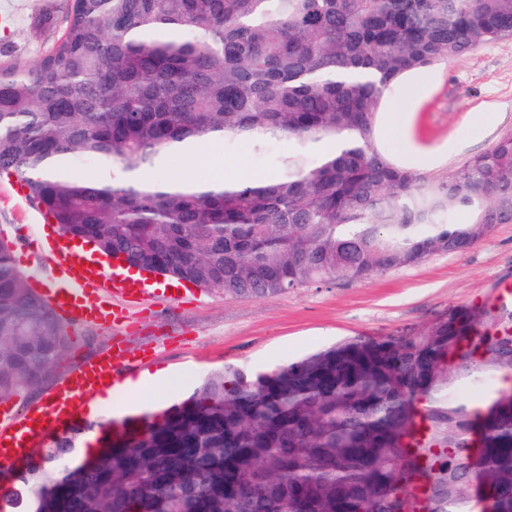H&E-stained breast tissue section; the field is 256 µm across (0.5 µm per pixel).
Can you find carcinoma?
<instances>
[{
    "label": "carcinoma",
    "instance_id": "obj_1",
    "mask_svg": "<svg viewBox=\"0 0 512 512\" xmlns=\"http://www.w3.org/2000/svg\"><path fill=\"white\" fill-rule=\"evenodd\" d=\"M501 39L512 0H70L42 57L0 60V175L62 235L226 298L462 254L512 223V133L427 175L382 152L376 118L406 76ZM209 137L282 143L278 175L156 176ZM319 142L335 152L310 158ZM74 158L123 178L77 177ZM66 345L0 241V398ZM482 373L493 396H453ZM95 428L127 439L93 459ZM7 470L9 512H463L475 495L512 512V300L265 371L226 365L178 404L76 425Z\"/></svg>",
    "mask_w": 512,
    "mask_h": 512
}]
</instances>
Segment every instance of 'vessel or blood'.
I'll list each match as a JSON object with an SVG mask.
<instances>
[{"label":"vessel or blood","instance_id":"1","mask_svg":"<svg viewBox=\"0 0 512 512\" xmlns=\"http://www.w3.org/2000/svg\"><path fill=\"white\" fill-rule=\"evenodd\" d=\"M52 256L54 286L46 298L55 311L73 324L99 321L112 325L121 321L122 315L110 299L135 292L122 274L92 276L85 256L64 243H54ZM131 365V360L114 348L78 366L42 403L20 412L1 403L0 462L21 460L42 447L51 435L69 428L84 403L115 390Z\"/></svg>","mask_w":512,"mask_h":512}]
</instances>
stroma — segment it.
Segmentation results:
<instances>
[{"label":"stroma","instance_id":"1","mask_svg":"<svg viewBox=\"0 0 512 512\" xmlns=\"http://www.w3.org/2000/svg\"><path fill=\"white\" fill-rule=\"evenodd\" d=\"M66 0H0V50L37 60L59 35ZM55 24L40 26L44 13ZM402 113L401 141L387 131ZM512 131V39L489 42L474 52L406 77L387 93L377 119V141L399 165L431 175L451 174L488 151ZM261 181L275 167L270 156L247 144L216 145L205 156L169 158L159 174ZM57 225L16 190L15 178L0 176V239L12 243L18 267L40 288H51L49 262L36 238H57ZM512 282V224L497 225L467 253H440L423 263L365 281L329 282L276 297L227 298L196 287L148 288L129 298L113 297L124 309L118 326L81 324L68 329L64 356L39 384L9 399L14 409L45 400L54 385L81 361L121 344L130 358L146 357L140 374L166 371L168 381L133 391L108 393L101 421L167 408L182 401L204 376L234 364L269 369L349 338L380 339L426 330L449 309L480 305L502 283Z\"/></svg>","mask_w":512,"mask_h":512}]
</instances>
